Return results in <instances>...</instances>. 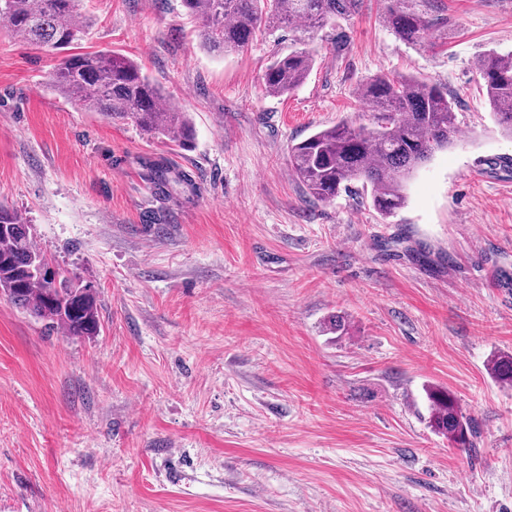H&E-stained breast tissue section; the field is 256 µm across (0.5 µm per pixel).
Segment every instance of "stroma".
Segmentation results:
<instances>
[{"mask_svg":"<svg viewBox=\"0 0 512 512\" xmlns=\"http://www.w3.org/2000/svg\"><path fill=\"white\" fill-rule=\"evenodd\" d=\"M366 0L347 42L319 31L293 92L263 77L288 46L199 44L181 0H81L79 53L135 61L187 112V150L73 105L57 53L0 23V204L91 285L101 330L49 329L0 294V512H512V138L475 67L512 51V0H441L410 44ZM447 89L461 136L384 218L370 191L308 198L288 148L372 114L367 78ZM192 172L156 195L143 159ZM343 331L330 328L333 316ZM478 428L427 426V386Z\"/></svg>","mask_w":512,"mask_h":512,"instance_id":"obj_1","label":"stroma"}]
</instances>
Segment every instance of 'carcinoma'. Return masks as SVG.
I'll return each mask as SVG.
<instances>
[{
  "label": "carcinoma",
  "instance_id": "carcinoma-1",
  "mask_svg": "<svg viewBox=\"0 0 512 512\" xmlns=\"http://www.w3.org/2000/svg\"><path fill=\"white\" fill-rule=\"evenodd\" d=\"M363 0H182L185 13L200 22L201 46L210 53L244 51L262 28L286 30L292 46L266 70L264 86L272 95L297 88L309 75L313 56L303 44L330 22L357 15ZM434 0H389L385 23L398 38L420 43L433 26ZM79 0H0V21L20 39L57 53L81 40L86 22L78 20ZM493 117L512 136V53L494 51L479 59ZM53 87L90 112L133 121L148 134L161 135L182 149L195 129L189 115L166 101L162 90L129 58L95 53L61 57ZM373 112V126L342 122L320 129L292 145L293 173L309 197L330 201L363 181L372 186V207L389 217L405 207V180L457 135L455 102L447 90L414 76L376 75L357 88ZM154 186L166 193L179 186L196 191L191 175L165 159L144 162ZM0 292L23 311L62 329L69 336L100 331L96 292L56 267L34 244L30 225L0 205ZM490 370L512 385V355L495 356ZM429 425L458 448L473 447L476 431L456 397L425 389Z\"/></svg>",
  "mask_w": 512,
  "mask_h": 512
}]
</instances>
